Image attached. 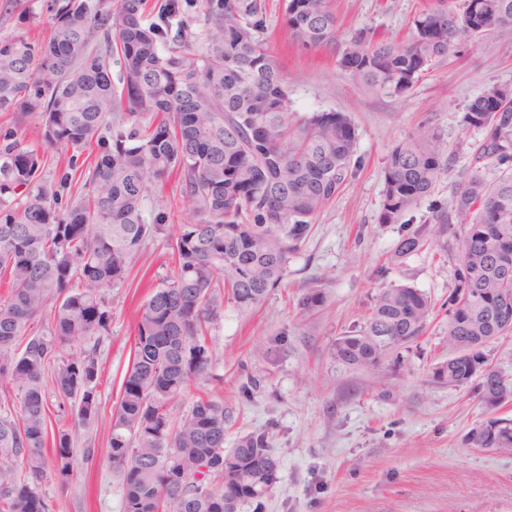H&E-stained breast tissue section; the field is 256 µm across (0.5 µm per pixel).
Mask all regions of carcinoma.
Instances as JSON below:
<instances>
[{"label":"carcinoma","mask_w":512,"mask_h":512,"mask_svg":"<svg viewBox=\"0 0 512 512\" xmlns=\"http://www.w3.org/2000/svg\"><path fill=\"white\" fill-rule=\"evenodd\" d=\"M52 0L51 32L0 41V112L41 121L44 149L0 127V383L16 407L0 409V512H50L39 487L74 476L71 408L98 419L100 348L112 323L104 293L121 286L149 237L170 239L174 269L144 301L133 360L111 413L103 460L123 485V512H228L235 499L268 495L277 475L263 433L224 450V401L203 385L208 336L224 297L240 308L282 283L325 206L355 176L358 133L345 112L290 111L288 86L266 36L267 0ZM284 26L303 50L337 44L333 0H284ZM512 28V0H463L418 13L402 44L367 28L342 43L339 66L371 89H409L430 62L465 38ZM484 132L433 228L406 233L405 259L437 244L458 261L448 296V359L438 385L477 386L490 417L468 448L512 450V419L496 412L512 383L482 348L512 331V85L488 86L463 117ZM70 154L58 181L44 178L45 150ZM94 153L87 164L84 152ZM494 167L495 175L486 176ZM448 170L435 134L397 144L384 170L381 224H399ZM177 176L197 219L150 214L156 188ZM325 305L311 288L298 301ZM434 303L409 285L385 288L363 326L338 337L336 361L380 370L426 330ZM47 317L48 333L37 335ZM193 395L176 417V400ZM56 399L51 408L49 396Z\"/></svg>","instance_id":"cac0c4a2"}]
</instances>
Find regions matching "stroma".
I'll use <instances>...</instances> for the list:
<instances>
[{"label":"stroma","mask_w":512,"mask_h":512,"mask_svg":"<svg viewBox=\"0 0 512 512\" xmlns=\"http://www.w3.org/2000/svg\"><path fill=\"white\" fill-rule=\"evenodd\" d=\"M439 0H335L338 40L357 29L405 41L413 17ZM266 27L283 67L291 109L349 113L358 131L355 176L318 216L288 263L280 288L257 306L228 302L209 338L216 398L224 402V446L251 432L266 433L279 461L278 479L262 500L238 512H512V453L464 445L484 413L476 386L432 383L447 359L448 296L456 263L429 248L391 264L408 232L447 205L481 130L465 126L467 105L491 84H512V29L463 41L432 62L402 92L358 85L337 64L334 49L305 52L284 31L279 0H269ZM46 0H0V40L17 32L49 35ZM439 135L448 146V171L403 223L382 224L383 173L391 149L413 135ZM173 267L165 235L148 238L122 287L106 291L112 324L101 346V408L88 427H73L76 450L107 446L110 415L132 361L136 311L151 286ZM409 284L436 307L401 361L370 374L338 364V336L359 329L381 289ZM326 295L324 310L299 311L311 288ZM69 486L47 476L41 494L53 512H122L120 475L106 463L76 458Z\"/></svg>","instance_id":"35a3bbf8"}]
</instances>
